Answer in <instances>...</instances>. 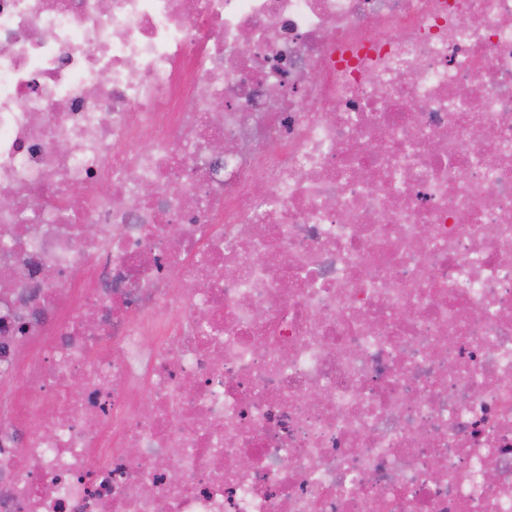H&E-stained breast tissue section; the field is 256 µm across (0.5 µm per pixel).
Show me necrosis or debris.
I'll list each match as a JSON object with an SVG mask.
<instances>
[{"label": "necrosis or debris", "mask_w": 512, "mask_h": 512, "mask_svg": "<svg viewBox=\"0 0 512 512\" xmlns=\"http://www.w3.org/2000/svg\"><path fill=\"white\" fill-rule=\"evenodd\" d=\"M1 197L0 512H512V0H0Z\"/></svg>", "instance_id": "1"}]
</instances>
